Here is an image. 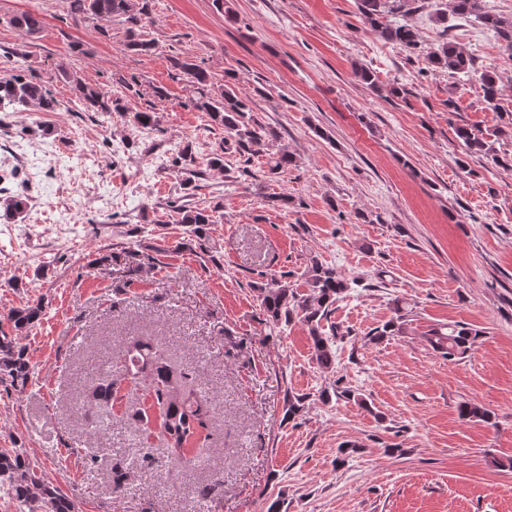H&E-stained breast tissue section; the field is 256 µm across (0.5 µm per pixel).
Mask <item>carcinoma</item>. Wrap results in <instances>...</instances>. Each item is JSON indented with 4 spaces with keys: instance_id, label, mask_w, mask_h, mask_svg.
<instances>
[{
    "instance_id": "obj_1",
    "label": "carcinoma",
    "mask_w": 512,
    "mask_h": 512,
    "mask_svg": "<svg viewBox=\"0 0 512 512\" xmlns=\"http://www.w3.org/2000/svg\"><path fill=\"white\" fill-rule=\"evenodd\" d=\"M131 0H69L68 16L74 22L86 19L112 21L124 18L126 23L125 48L138 55H150L156 49L152 39L144 37L143 29L156 24L151 15L148 0H143L137 11H132ZM420 0H356L360 14L371 31L389 43L398 46L409 57H419L423 52L422 42L414 25L408 18L419 10ZM482 0H451V13L458 18L473 17L486 29L493 32L502 47L512 51V19L482 10ZM10 23L28 34H35L43 27L42 18L31 12H21L10 19ZM427 59L436 70L446 71L451 77L462 75L480 83L487 104H496L499 98V77L495 73L479 69L475 58L460 44L442 40L427 54ZM173 66L193 87L194 96L190 105L205 112L215 123L224 128V138L218 149L210 153L207 166L224 170V158L235 156L243 159L240 176L253 178L249 168L251 158L264 152V147L277 138L276 130L263 125L252 113L249 98L240 95L234 78L227 74L224 89L213 92L209 73L200 64L184 57L173 58ZM63 80L73 84L77 98L92 112H115L121 116L132 114V121L141 128L157 125V116L152 109L132 110L127 97L112 96L103 85L92 86L70 76L64 63L56 65ZM59 101L48 84L32 74L21 70L0 75V112H54ZM456 136L462 141L468 156H486L497 162L490 144L483 133L468 127L456 128ZM196 163L190 145L172 154V165L186 170ZM297 166L293 155L281 151L267 161L265 174L272 179L288 168ZM27 201L20 195L0 200V218L15 219L24 213ZM179 223L186 225V239L180 246L207 251L204 244L207 226L214 223V215L207 208L177 206ZM159 248L147 245L134 252L138 263L134 271L139 272L155 264L154 253ZM288 273L258 272L252 282L253 290L260 301L266 323L274 328L294 322L303 324L308 331L314 356L319 367L333 370L336 362V340L345 336L340 327L330 322L333 307L350 290L349 282L333 267L319 258H310L305 270L307 291L299 293L288 286ZM42 302L37 300L24 307L13 308L7 314L15 336L0 334V380L10 379L12 384H24L28 380L31 364L19 337L28 332L41 319ZM409 312L400 300L393 302L392 315L382 325L373 328L369 340L380 341L390 336H402L407 331ZM484 331L475 325L455 322L431 327L426 340L432 350L444 359L458 361L473 350ZM139 393L133 416L143 424V431L157 437L167 450L170 461L181 468H194L208 453L211 440L223 423V416L216 404L198 388L196 376L175 364L168 350L152 335L131 336L116 352L113 370L98 379L92 390V400L80 407L81 416L88 421L99 420L109 415L112 402L120 400L121 390ZM336 396L352 401L361 408L367 402L356 390L343 386L334 391H322L321 397ZM462 418L493 424L492 411L471 403L460 405ZM8 490L23 506V512H79L78 504L57 487L44 482L34 467L18 450H0V486Z\"/></svg>"
}]
</instances>
